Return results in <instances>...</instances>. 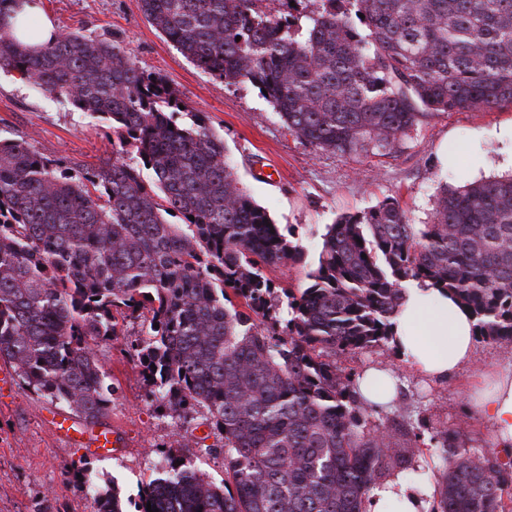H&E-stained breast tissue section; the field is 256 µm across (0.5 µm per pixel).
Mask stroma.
Masks as SVG:
<instances>
[{"label":"stroma","instance_id":"stroma-1","mask_svg":"<svg viewBox=\"0 0 512 512\" xmlns=\"http://www.w3.org/2000/svg\"><path fill=\"white\" fill-rule=\"evenodd\" d=\"M56 30L116 37L137 65L161 73L176 89L185 110L176 122L203 118L223 136L226 156L253 200L302 247L304 264L282 266L272 278L284 288L304 287L328 224L357 214L385 198L397 199L413 223L426 221L434 196L448 180V156L466 163L473 151L497 159L505 145L499 127L512 120V106L435 115L394 156L353 158L312 150L279 119L251 84L228 85L185 59L141 15L138 0H41ZM0 135L22 137L44 156L96 166L112 156V139L100 120L72 110L64 101L0 71ZM98 355L114 385L112 409L103 427L122 446L95 452L58 436L52 424L63 405L47 402L19 385L0 390V512H34L42 496L59 512H92L89 497L68 479L88 466L120 490L126 512H134L142 484L157 475L161 453L190 449L214 482L224 478V459L208 455L216 444L211 427L172 419L160 403L146 402L139 368L120 343L102 344ZM383 363L404 380L402 407L420 412L430 424L465 421L478 445L491 446L485 422L469 399L473 375L512 365V346L478 342L471 366L443 381H425L397 351L365 353L350 360L362 370Z\"/></svg>","mask_w":512,"mask_h":512}]
</instances>
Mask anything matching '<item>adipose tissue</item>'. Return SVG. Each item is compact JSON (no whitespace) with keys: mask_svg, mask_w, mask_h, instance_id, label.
Here are the masks:
<instances>
[{"mask_svg":"<svg viewBox=\"0 0 512 512\" xmlns=\"http://www.w3.org/2000/svg\"><path fill=\"white\" fill-rule=\"evenodd\" d=\"M393 343L423 376L445 380L475 357L474 320L452 297L434 288L406 289L394 318ZM399 380L384 365L364 369L358 381L362 398L387 406L398 394ZM473 404L489 423L497 447H512V366L487 383H475ZM437 495L434 474L421 485L395 475L376 487L367 512H425Z\"/></svg>","mask_w":512,"mask_h":512,"instance_id":"ef3b65f1","label":"adipose tissue"}]
</instances>
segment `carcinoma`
I'll list each match as a JSON object with an SVG mask.
<instances>
[{"label":"carcinoma","mask_w":512,"mask_h":512,"mask_svg":"<svg viewBox=\"0 0 512 512\" xmlns=\"http://www.w3.org/2000/svg\"><path fill=\"white\" fill-rule=\"evenodd\" d=\"M21 2L0 0V70L106 122L113 143L101 165L69 167L0 137V362L95 426L113 392L95 346L119 340L147 399L178 420L205 410L224 485L167 452L138 512H366L390 476L420 477L424 445L441 458L429 512H512L511 459L472 445L460 422L374 411L339 366L392 349L409 282L451 292L475 336L512 346V176L443 186L422 224L394 198L344 215L306 286L280 289L267 271L302 248L240 186L224 139L199 118L176 124L175 90L116 40L61 32L35 49L14 37L5 16ZM264 2L139 8L198 68L266 90L316 152L389 156L431 116L512 105V0ZM141 316L145 337L120 340V323ZM71 480L93 512H124L90 470Z\"/></svg>","instance_id":"1"}]
</instances>
